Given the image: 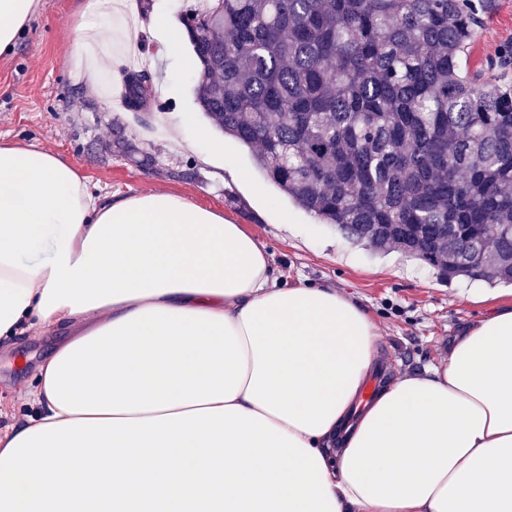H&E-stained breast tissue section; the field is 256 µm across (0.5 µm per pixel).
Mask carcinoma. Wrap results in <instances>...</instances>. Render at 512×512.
<instances>
[{
    "mask_svg": "<svg viewBox=\"0 0 512 512\" xmlns=\"http://www.w3.org/2000/svg\"><path fill=\"white\" fill-rule=\"evenodd\" d=\"M195 100L291 202L446 277L512 283V83L462 66L490 0H202ZM125 104L151 78L125 74Z\"/></svg>",
    "mask_w": 512,
    "mask_h": 512,
    "instance_id": "carcinoma-1",
    "label": "carcinoma"
}]
</instances>
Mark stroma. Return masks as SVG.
<instances>
[{
	"label": "stroma",
	"mask_w": 512,
	"mask_h": 512,
	"mask_svg": "<svg viewBox=\"0 0 512 512\" xmlns=\"http://www.w3.org/2000/svg\"><path fill=\"white\" fill-rule=\"evenodd\" d=\"M109 19L134 43L116 40L93 84L73 54L75 29ZM109 19L96 0H39L26 37L12 56L0 58V142L67 157L101 194L168 192L222 210L266 246L283 280L333 288L364 307L390 379L424 373L447 355L462 328L512 305L511 285L443 279L422 261L397 251L375 253L296 208L249 150L211 128L201 113L195 73L183 65L192 55L189 42H181L178 53L164 51L158 30L120 5ZM511 45L512 0H492L470 64L480 66ZM129 68L152 77L149 103L138 112L112 102V85ZM119 128L139 154L153 157L152 169L113 146ZM201 131L206 139H198ZM216 144L221 152L211 164L204 156ZM61 337L43 329L0 348V428L29 414L31 379Z\"/></svg>",
	"instance_id": "1"
}]
</instances>
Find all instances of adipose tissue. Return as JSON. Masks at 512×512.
<instances>
[{"mask_svg": "<svg viewBox=\"0 0 512 512\" xmlns=\"http://www.w3.org/2000/svg\"><path fill=\"white\" fill-rule=\"evenodd\" d=\"M37 0H0V57ZM66 337L0 431V512H512V307L364 386L375 326L171 193L0 143V343Z\"/></svg>", "mask_w": 512, "mask_h": 512, "instance_id": "adipose-tissue-1", "label": "adipose tissue"}]
</instances>
